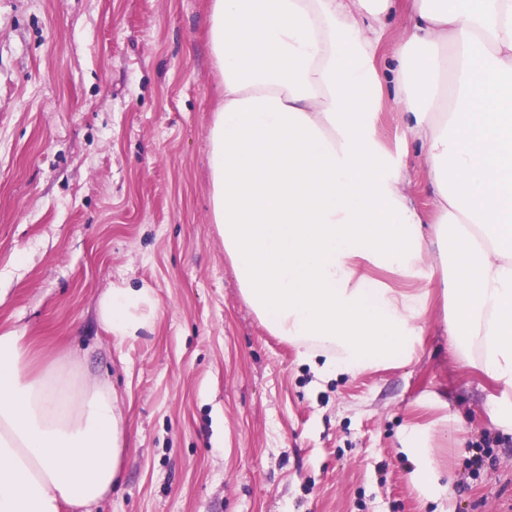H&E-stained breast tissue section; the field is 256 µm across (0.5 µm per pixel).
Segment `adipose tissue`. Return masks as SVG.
Wrapping results in <instances>:
<instances>
[{"label": "adipose tissue", "instance_id": "1", "mask_svg": "<svg viewBox=\"0 0 512 512\" xmlns=\"http://www.w3.org/2000/svg\"><path fill=\"white\" fill-rule=\"evenodd\" d=\"M408 25L384 61L376 35ZM205 26L224 83L209 135L211 221L244 301L270 333L322 355L319 374L410 363L443 267L448 342L494 393L512 432V0H211ZM393 96H386V88ZM395 107L420 143L423 219L405 167L380 141ZM389 273L384 284L372 270ZM151 288H111L101 325L134 342ZM111 385L0 333V512H83L121 476L124 421ZM411 483L442 491L420 426Z\"/></svg>", "mask_w": 512, "mask_h": 512}]
</instances>
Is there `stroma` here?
Returning <instances> with one entry per match:
<instances>
[{
  "mask_svg": "<svg viewBox=\"0 0 512 512\" xmlns=\"http://www.w3.org/2000/svg\"><path fill=\"white\" fill-rule=\"evenodd\" d=\"M209 4L0 0V333L112 384L126 452L94 512H512V433L486 421L493 389L457 363L440 295L410 364L323 380L243 300L210 214ZM379 134L430 214L421 146L391 112ZM115 284L155 293L132 343L98 320ZM413 424L440 498L410 482Z\"/></svg>",
  "mask_w": 512,
  "mask_h": 512,
  "instance_id": "35a3bbf8",
  "label": "stroma"
}]
</instances>
